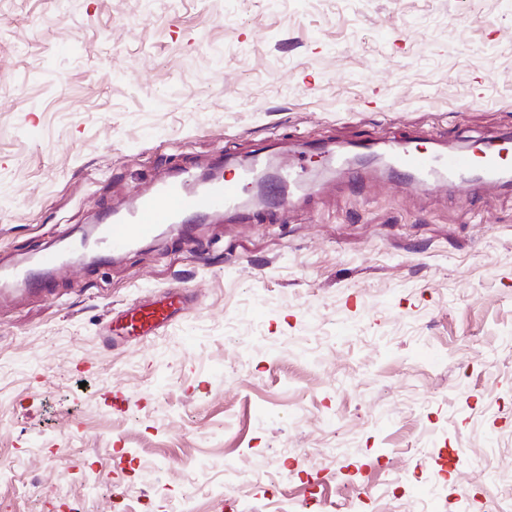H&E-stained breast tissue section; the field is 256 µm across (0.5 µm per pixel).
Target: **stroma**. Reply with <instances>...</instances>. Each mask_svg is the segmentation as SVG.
<instances>
[{"label":"stroma","instance_id":"stroma-1","mask_svg":"<svg viewBox=\"0 0 512 512\" xmlns=\"http://www.w3.org/2000/svg\"><path fill=\"white\" fill-rule=\"evenodd\" d=\"M505 134L512 0H0V261L183 169H307L274 222L0 294V512H450L477 471L473 512H512V187H353L315 152ZM168 303H149L136 308L125 327L129 336L143 338L152 336L166 326L172 318L173 310L182 302L181 297H169Z\"/></svg>","mask_w":512,"mask_h":512}]
</instances>
